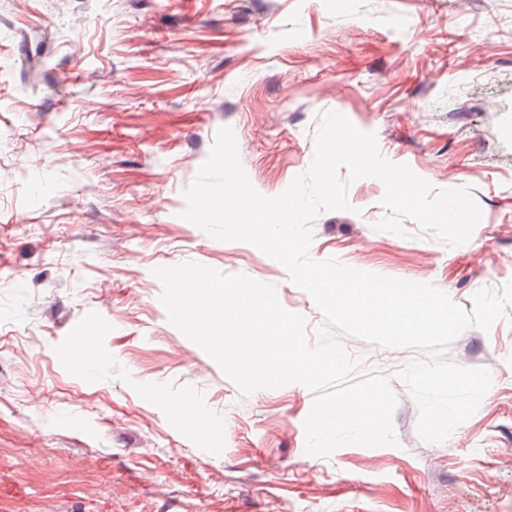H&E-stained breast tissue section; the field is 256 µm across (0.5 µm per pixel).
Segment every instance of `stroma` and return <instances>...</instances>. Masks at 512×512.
<instances>
[{
	"instance_id": "stroma-1",
	"label": "stroma",
	"mask_w": 512,
	"mask_h": 512,
	"mask_svg": "<svg viewBox=\"0 0 512 512\" xmlns=\"http://www.w3.org/2000/svg\"><path fill=\"white\" fill-rule=\"evenodd\" d=\"M330 111L433 191L471 187L482 217L454 247L383 232L385 186L361 178L315 220L312 259L468 310L512 280V0H0V512H512L511 322L446 351L492 385L440 444L396 378L418 351L345 338L347 384L391 378L398 443L318 457L314 391L241 395L168 321L154 271L196 262L274 285L316 339L286 269L183 219L182 192L228 126L278 196ZM179 399L208 434L170 418Z\"/></svg>"
}]
</instances>
